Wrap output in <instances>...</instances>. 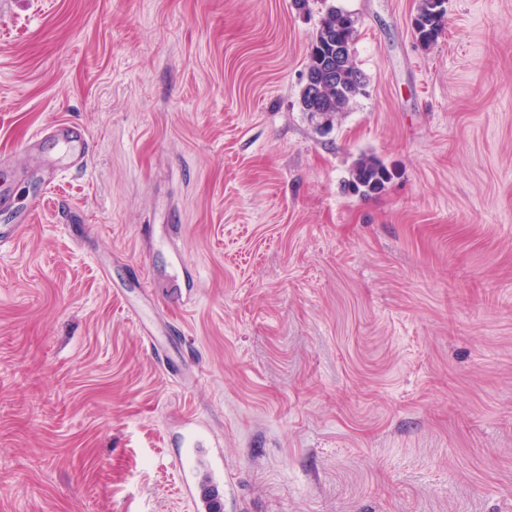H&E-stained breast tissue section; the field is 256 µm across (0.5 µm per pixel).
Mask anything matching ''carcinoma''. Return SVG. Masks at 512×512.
<instances>
[{"label":"carcinoma","instance_id":"obj_1","mask_svg":"<svg viewBox=\"0 0 512 512\" xmlns=\"http://www.w3.org/2000/svg\"><path fill=\"white\" fill-rule=\"evenodd\" d=\"M444 2L418 0L412 28L416 40L426 47L433 45L442 34L446 15ZM353 36L354 20L351 14L333 8L321 20L310 42L306 73L309 78L323 83V87L315 103L309 99V91L302 90L303 109L315 107L331 117L363 91L365 78L350 52L344 60L343 75L332 84L326 82L325 71L335 63L336 43H347L353 40ZM392 177V171L380 159L363 154L352 166L348 188L355 194L368 197L382 192Z\"/></svg>","mask_w":512,"mask_h":512}]
</instances>
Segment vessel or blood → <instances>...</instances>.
<instances>
[{"label":"vessel or blood","mask_w":512,"mask_h":512,"mask_svg":"<svg viewBox=\"0 0 512 512\" xmlns=\"http://www.w3.org/2000/svg\"><path fill=\"white\" fill-rule=\"evenodd\" d=\"M49 136L62 146L69 166L77 167L85 163L87 155L80 132L72 130L67 124L58 123L52 126ZM221 455V448L215 447L208 449L201 458L181 456L177 459L184 492L196 512H223L224 484L222 479L216 478L212 467L214 459Z\"/></svg>","instance_id":"1"}]
</instances>
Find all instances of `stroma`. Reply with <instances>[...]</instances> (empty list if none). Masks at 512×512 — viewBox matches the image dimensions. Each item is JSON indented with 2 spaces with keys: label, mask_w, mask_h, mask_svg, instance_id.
I'll list each match as a JSON object with an SVG mask.
<instances>
[{
  "label": "stroma",
  "mask_w": 512,
  "mask_h": 512,
  "mask_svg": "<svg viewBox=\"0 0 512 512\" xmlns=\"http://www.w3.org/2000/svg\"><path fill=\"white\" fill-rule=\"evenodd\" d=\"M331 6L366 87L321 131ZM415 9L0 0V512H195L189 421L225 512H512V0L428 48ZM63 121L87 163L47 188ZM392 177V171L380 159L363 154L352 166L348 188L355 194L368 197L382 192Z\"/></svg>",
  "instance_id": "1"
}]
</instances>
